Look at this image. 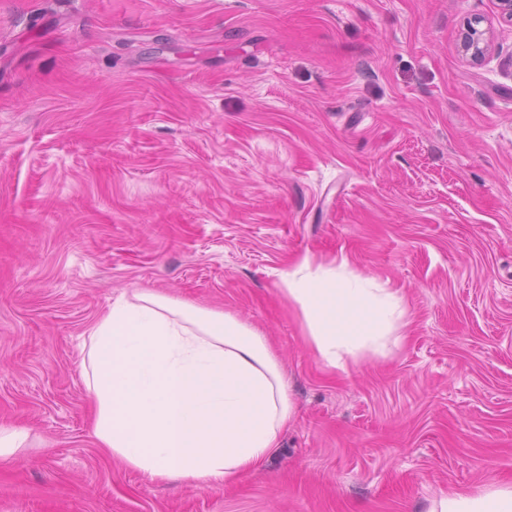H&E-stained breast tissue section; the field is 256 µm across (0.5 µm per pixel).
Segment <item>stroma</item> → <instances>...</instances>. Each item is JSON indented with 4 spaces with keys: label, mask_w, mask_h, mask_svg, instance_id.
Instances as JSON below:
<instances>
[{
    "label": "stroma",
    "mask_w": 512,
    "mask_h": 512,
    "mask_svg": "<svg viewBox=\"0 0 512 512\" xmlns=\"http://www.w3.org/2000/svg\"><path fill=\"white\" fill-rule=\"evenodd\" d=\"M491 22L465 62L458 32ZM344 256L410 310L313 353ZM149 289L268 337L296 414L224 487L99 448L84 333ZM0 512H428L512 483V25L495 0H0ZM281 290L299 311L308 342L328 367L345 370L360 351L384 354L409 309L399 290L349 271L344 256L315 264L305 256L280 273Z\"/></svg>",
    "instance_id": "35a3bbf8"
}]
</instances>
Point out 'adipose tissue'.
I'll list each match as a JSON object with an SVG mask.
<instances>
[{
	"mask_svg": "<svg viewBox=\"0 0 512 512\" xmlns=\"http://www.w3.org/2000/svg\"><path fill=\"white\" fill-rule=\"evenodd\" d=\"M280 283L333 369L361 351L384 353L409 316L399 291L352 273L344 257L325 265L303 257ZM84 349L95 439L153 481L232 482L265 464L294 416L266 336L226 312L124 292L85 332ZM429 512H512V484L442 496Z\"/></svg>",
	"mask_w": 512,
	"mask_h": 512,
	"instance_id": "ef3b65f1",
	"label": "adipose tissue"
}]
</instances>
